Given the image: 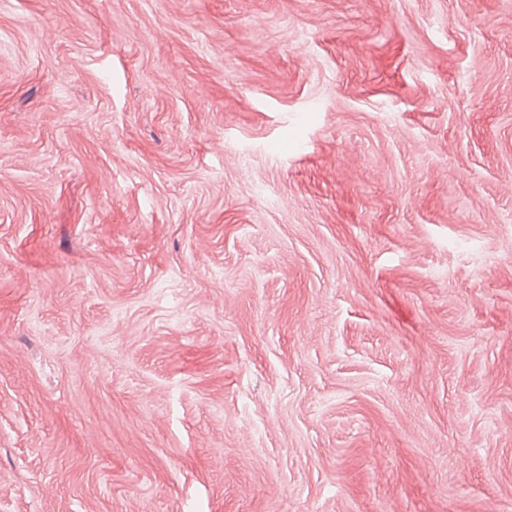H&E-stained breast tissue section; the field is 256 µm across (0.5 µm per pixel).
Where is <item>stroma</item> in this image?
<instances>
[{
  "label": "stroma",
  "instance_id": "obj_1",
  "mask_svg": "<svg viewBox=\"0 0 512 512\" xmlns=\"http://www.w3.org/2000/svg\"><path fill=\"white\" fill-rule=\"evenodd\" d=\"M0 512H512V0H0Z\"/></svg>",
  "mask_w": 512,
  "mask_h": 512
}]
</instances>
